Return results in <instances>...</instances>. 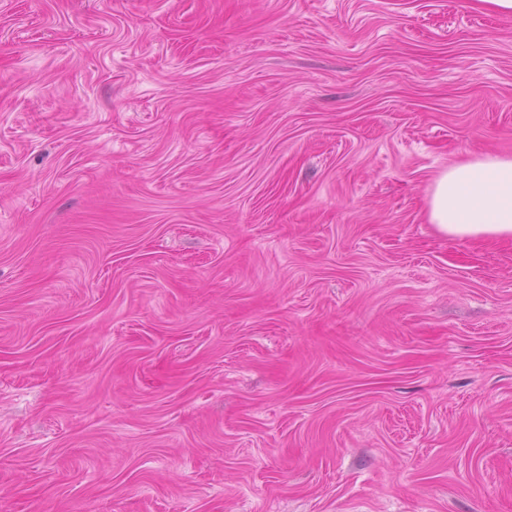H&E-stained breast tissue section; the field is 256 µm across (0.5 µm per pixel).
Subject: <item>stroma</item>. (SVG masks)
Segmentation results:
<instances>
[{"label": "stroma", "mask_w": 512, "mask_h": 512, "mask_svg": "<svg viewBox=\"0 0 512 512\" xmlns=\"http://www.w3.org/2000/svg\"><path fill=\"white\" fill-rule=\"evenodd\" d=\"M483 153L471 0H0V512H512ZM427 217L452 238H512V157L484 154L443 169Z\"/></svg>", "instance_id": "35a3bbf8"}]
</instances>
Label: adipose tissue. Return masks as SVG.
Returning a JSON list of instances; mask_svg holds the SVG:
<instances>
[{
  "mask_svg": "<svg viewBox=\"0 0 512 512\" xmlns=\"http://www.w3.org/2000/svg\"><path fill=\"white\" fill-rule=\"evenodd\" d=\"M427 217L452 238H512V157L484 154L443 169Z\"/></svg>",
  "mask_w": 512,
  "mask_h": 512,
  "instance_id": "ef3b65f1",
  "label": "adipose tissue"
}]
</instances>
